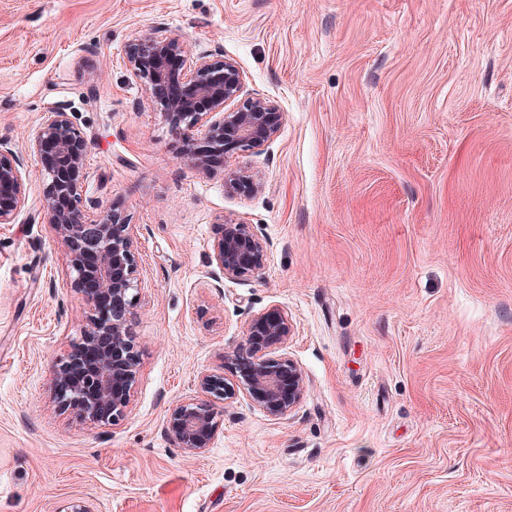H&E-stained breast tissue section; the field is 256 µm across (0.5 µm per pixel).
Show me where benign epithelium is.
I'll return each instance as SVG.
<instances>
[{"label": "benign epithelium", "mask_w": 512, "mask_h": 512, "mask_svg": "<svg viewBox=\"0 0 512 512\" xmlns=\"http://www.w3.org/2000/svg\"><path fill=\"white\" fill-rule=\"evenodd\" d=\"M130 78L163 112L179 134L182 164L209 172L234 152H252L275 141L282 113L260 96L245 94L239 64L219 53H190L182 39L165 28L125 48ZM90 140L64 109L46 113L29 142L42 165L46 223L62 248L71 287L89 310L90 328L81 345L53 365L54 401L61 409L83 400L82 417L91 425H114L129 403L139 354L127 321L142 289L137 276L132 224L98 202L83 205L82 172ZM27 167L23 156L0 142V224H13L27 205ZM259 184L242 170L224 174L229 193ZM267 242L257 225L224 217V230L209 251L210 276L221 284L245 281L265 267ZM294 332L288 314L272 307L255 315L247 328L245 351L236 357L239 379L220 373L197 377L203 397L189 398L172 410L168 432L188 454L206 450L219 430L216 403L244 395L278 420L297 405L303 378L292 359L275 355Z\"/></svg>", "instance_id": "obj_1"}]
</instances>
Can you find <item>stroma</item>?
Here are the masks:
<instances>
[{"label": "stroma", "instance_id": "35a3bbf8", "mask_svg": "<svg viewBox=\"0 0 512 512\" xmlns=\"http://www.w3.org/2000/svg\"><path fill=\"white\" fill-rule=\"evenodd\" d=\"M223 51L280 134L224 170L182 143L125 67L157 25ZM64 108L91 141L88 199L133 224L140 364L124 418L54 402L88 328L43 220L0 224V512H512V0H0V140ZM267 240L261 277L209 279L225 216ZM285 310L293 411L220 406L202 454L171 409L236 375L254 315ZM258 177L248 171L233 170L224 174V188L228 193L257 186Z\"/></svg>", "mask_w": 512, "mask_h": 512}]
</instances>
